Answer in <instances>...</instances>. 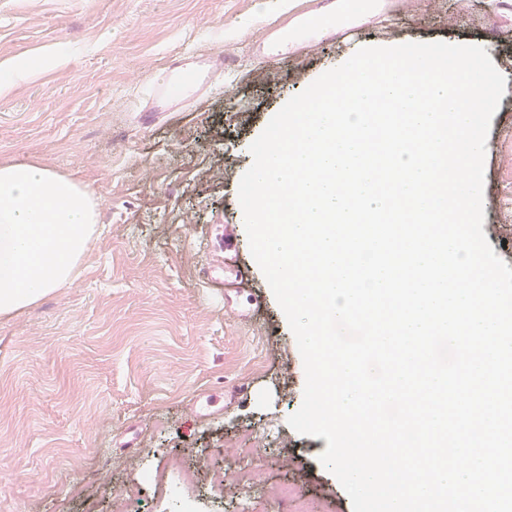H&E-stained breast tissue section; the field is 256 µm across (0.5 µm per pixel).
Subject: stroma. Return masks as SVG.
I'll list each match as a JSON object with an SVG mask.
<instances>
[{
    "instance_id": "35a3bbf8",
    "label": "stroma",
    "mask_w": 512,
    "mask_h": 512,
    "mask_svg": "<svg viewBox=\"0 0 512 512\" xmlns=\"http://www.w3.org/2000/svg\"><path fill=\"white\" fill-rule=\"evenodd\" d=\"M335 0H0V71L42 61L0 92V164L34 161L99 204L74 286L0 317V512H112L94 483L136 489L137 512H353L319 461L327 442L287 423L302 403L295 337L250 252L238 185L250 144L293 96L364 46H483L506 79L485 155L483 230L512 267V0H373L348 32L266 61L271 27L305 29ZM233 52L235 71L184 111L139 107L172 55ZM247 291L216 296L224 229ZM250 386L240 395L239 386ZM223 393L224 405L206 398ZM137 446L125 448L129 437ZM254 449V485L233 483ZM179 458L196 493L160 499L143 470Z\"/></svg>"
}]
</instances>
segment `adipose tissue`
Returning <instances> with one entry per match:
<instances>
[{"label": "adipose tissue", "mask_w": 512, "mask_h": 512, "mask_svg": "<svg viewBox=\"0 0 512 512\" xmlns=\"http://www.w3.org/2000/svg\"><path fill=\"white\" fill-rule=\"evenodd\" d=\"M98 222L92 194L34 163L0 165V315L68 287Z\"/></svg>", "instance_id": "adipose-tissue-1"}]
</instances>
